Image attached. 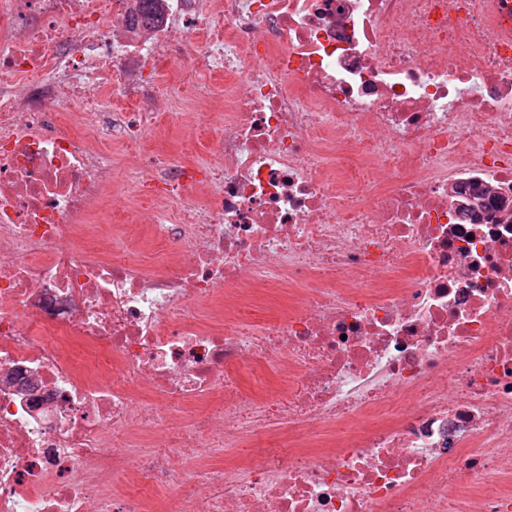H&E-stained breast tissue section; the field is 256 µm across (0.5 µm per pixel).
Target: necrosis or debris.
Wrapping results in <instances>:
<instances>
[{
    "instance_id": "4bbe7bcc",
    "label": "necrosis or debris",
    "mask_w": 512,
    "mask_h": 512,
    "mask_svg": "<svg viewBox=\"0 0 512 512\" xmlns=\"http://www.w3.org/2000/svg\"><path fill=\"white\" fill-rule=\"evenodd\" d=\"M0 512H512V0H0ZM204 146H207V141L205 135H202L197 143L196 152L185 150L178 134L172 129L171 125L161 128L150 142V147L154 151L186 162L196 161L199 155H204ZM134 193L130 180L123 178L112 188V202H110L108 212V222L111 224H124L123 205L126 200Z\"/></svg>"
}]
</instances>
